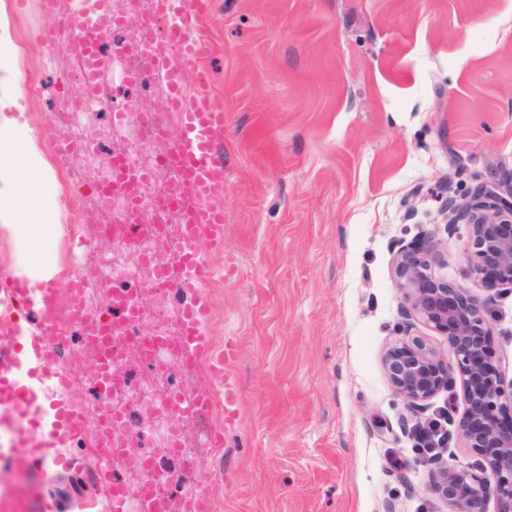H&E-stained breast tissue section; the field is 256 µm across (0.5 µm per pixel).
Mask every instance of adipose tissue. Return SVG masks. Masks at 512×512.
Wrapping results in <instances>:
<instances>
[{"label": "adipose tissue", "instance_id": "obj_1", "mask_svg": "<svg viewBox=\"0 0 512 512\" xmlns=\"http://www.w3.org/2000/svg\"><path fill=\"white\" fill-rule=\"evenodd\" d=\"M58 194L54 172L20 102L13 60L0 53V230L13 247L14 276L32 287L59 272Z\"/></svg>", "mask_w": 512, "mask_h": 512}]
</instances>
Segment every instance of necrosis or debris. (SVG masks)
Here are the masks:
<instances>
[{"mask_svg": "<svg viewBox=\"0 0 512 512\" xmlns=\"http://www.w3.org/2000/svg\"><path fill=\"white\" fill-rule=\"evenodd\" d=\"M111 102L102 101L98 94L84 91L82 95L64 102L57 109L54 124L45 126L43 136L47 147H55V123H62L75 150L55 167L64 191H72L77 183L78 169H98L100 175L93 185L95 195L110 197V224L102 232L112 238V250L103 258L89 261L78 256L81 267H93L95 280L85 288L86 301H93L99 284L105 283L117 292H126L134 299L151 296L149 307L139 308L138 319L150 322V334H131L119 344L103 342L89 348L84 344L80 327H70L61 348L65 354L82 352L87 357L107 359L112 370L113 383L105 390V404L89 400L83 406L86 419L92 426L103 422L102 409L124 417L123 433L126 443L147 439L150 447L160 449L155 459L157 471L167 479L158 483L157 494L161 507H168L171 495H182L187 482L193 481L198 466L197 457L186 449L165 454L171 438L178 433V415L174 414L165 398H156L157 387H164L167 396L174 395L179 386L175 380L182 370L179 339L173 331L178 319L182 294L174 288L161 287L157 282H143L139 273L151 270L149 255L165 250L175 242L171 217L182 209L181 202L170 193L173 149L164 147V135L158 129L164 126L163 114L148 109L138 113L133 122L123 126L105 124L89 130L86 119L93 112L111 111ZM123 144L122 156L138 168L147 170L148 178L139 186L138 207L129 210L124 194L117 190L112 166L113 157L106 151L112 141ZM137 225L136 233H129V225Z\"/></svg>", "mask_w": 512, "mask_h": 512, "instance_id": "obj_1", "label": "necrosis or debris"}]
</instances>
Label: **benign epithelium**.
<instances>
[{"label": "benign epithelium", "mask_w": 512, "mask_h": 512, "mask_svg": "<svg viewBox=\"0 0 512 512\" xmlns=\"http://www.w3.org/2000/svg\"><path fill=\"white\" fill-rule=\"evenodd\" d=\"M468 226L470 245L465 262L488 292L483 301L456 296L448 303V284L436 276L445 265L438 230H424L417 240L401 246L394 257L396 288L405 304L403 338L386 353L393 391L414 412L453 386V371L464 376L466 416L462 432L470 447L486 458L494 479L475 473L476 467L439 455L429 460L428 490L448 502L450 512H471L470 503L494 501L497 512H512V422L501 412L512 407V380L504 381L487 355L492 298L512 293V179L507 187L476 186L470 200L449 211L450 229ZM498 274L486 275V262ZM451 336V350L439 358L411 336L413 321Z\"/></svg>", "instance_id": "7a95c632"}]
</instances>
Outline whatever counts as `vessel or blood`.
Listing matches in <instances>:
<instances>
[{
	"mask_svg": "<svg viewBox=\"0 0 512 512\" xmlns=\"http://www.w3.org/2000/svg\"><path fill=\"white\" fill-rule=\"evenodd\" d=\"M213 14L214 0H153L136 46L143 65L133 78L160 87L167 111L177 116L173 181L186 206L179 246L158 259L157 266L163 280L190 295L179 311L184 354L190 364L205 366L210 382L206 391L175 397L171 409L179 415H202L221 406L222 429L228 432L237 428L241 410L242 396L231 370L238 350L231 342L215 350L206 332L212 315L206 289L218 273L201 252L205 246L224 247V108L213 93V73L203 64L211 49ZM57 18L40 31L39 41L48 47L66 43L89 87L103 90L102 74L110 60L102 44L107 26L123 23L122 12L112 0H84L82 11ZM84 285L79 274L70 277L65 290L36 292L0 271V460L12 466L74 468L68 449L76 434L85 431V415L70 399H48L46 390L72 387L80 359L62 360L58 340L75 322L84 327L87 340L105 332L121 338L134 320L135 307L127 298L120 301L119 321L107 325L95 320L84 310ZM62 297L67 300L62 317L46 316L45 308ZM93 454L105 475L107 512H123L124 489L113 475L122 449L113 447L110 433L102 431L93 436ZM183 512H215L210 489L192 484Z\"/></svg>",
	"mask_w": 512,
	"mask_h": 512,
	"instance_id": "obj_1",
	"label": "vessel or blood"
}]
</instances>
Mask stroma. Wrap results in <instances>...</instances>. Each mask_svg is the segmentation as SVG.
I'll list each match as a JSON object with an SVG mask.
<instances>
[{
	"instance_id": "stroma-1",
	"label": "stroma",
	"mask_w": 512,
	"mask_h": 512,
	"mask_svg": "<svg viewBox=\"0 0 512 512\" xmlns=\"http://www.w3.org/2000/svg\"><path fill=\"white\" fill-rule=\"evenodd\" d=\"M39 2L0 0L18 75L42 84L22 91L25 112L47 123L82 88L42 69ZM213 34L224 249L205 257L227 276L209 331L238 347L242 405L225 447L181 429L196 479L220 512H448L383 364L402 312L393 257L441 230L449 290L486 296L466 270L468 228L443 227L476 181L512 174V0H215ZM492 330L511 380L512 294L497 297ZM443 409L444 456L474 462L462 382L428 413ZM6 478L21 512L39 491L64 512L104 499L81 469Z\"/></svg>"
}]
</instances>
